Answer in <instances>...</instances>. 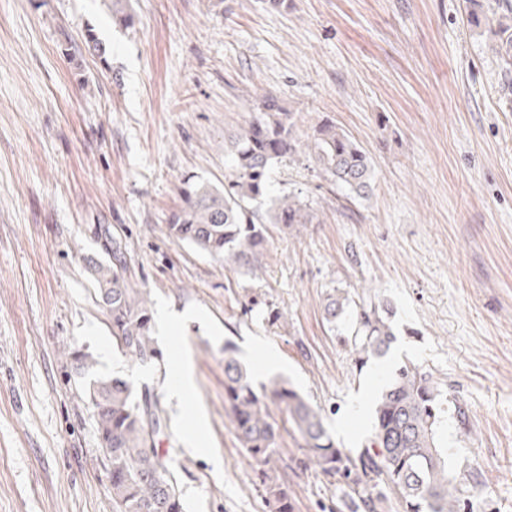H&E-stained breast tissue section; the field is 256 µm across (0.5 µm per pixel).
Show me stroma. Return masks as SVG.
I'll return each mask as SVG.
<instances>
[{"label": "stroma", "mask_w": 512, "mask_h": 512, "mask_svg": "<svg viewBox=\"0 0 512 512\" xmlns=\"http://www.w3.org/2000/svg\"><path fill=\"white\" fill-rule=\"evenodd\" d=\"M0 0V512H113L93 409L67 352L157 402L155 440L185 512H270L224 410V347L254 384L278 376L321 408L337 447L367 445L350 418L410 361L446 385L465 420L442 424L465 512H512V90L469 0ZM278 94L299 134L332 120L372 159L368 199L300 161L272 194L314 223L272 224L261 266L223 264L169 237L186 177L223 186L224 138ZM104 227L153 309L197 312L155 333L141 365L112 346L85 259ZM371 290L394 308L385 356L358 363L323 306ZM286 317L266 320L268 309ZM280 365L264 369L266 351ZM188 360L189 400L170 394ZM204 429L205 451L187 443ZM282 432L293 512H358L336 479L302 470Z\"/></svg>", "instance_id": "obj_1"}]
</instances>
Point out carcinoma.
Listing matches in <instances>:
<instances>
[{
  "instance_id": "1",
  "label": "carcinoma",
  "mask_w": 512,
  "mask_h": 512,
  "mask_svg": "<svg viewBox=\"0 0 512 512\" xmlns=\"http://www.w3.org/2000/svg\"><path fill=\"white\" fill-rule=\"evenodd\" d=\"M497 41L491 50L512 75V14L492 12ZM258 111L224 140L231 158L224 188L186 179L180 187L183 205L169 218V237L186 242L226 264L258 268L266 246L264 225L311 224L317 219L310 204L288 193L268 196L272 168L283 159L307 155L325 180L366 199L372 191L370 157L350 135L326 120L306 140L297 134V116L278 96L255 97ZM112 260L86 259L95 298L108 314L112 345L134 361L146 364L158 355L151 304L146 292L128 286L127 256L116 238L105 237ZM349 305L346 296L330 294L324 304L331 326ZM392 307L372 297L362 299L350 314L345 344L359 362L385 355L394 341ZM75 374L94 410L96 431L112 493L113 512H184L170 460L154 448L162 423L156 405L137 394L124 377H100L96 360L82 348L68 352ZM446 397L431 372L412 363L399 366L375 404L369 444L356 453L336 447L320 409L297 391L273 378L255 388L246 370L224 345V410L264 488L272 512H293L288 488V463L277 448L280 427L269 407L277 406L303 440L300 468L313 467L345 485L364 512H377L392 496L403 512H464L463 490L448 468V450L439 428Z\"/></svg>"
}]
</instances>
